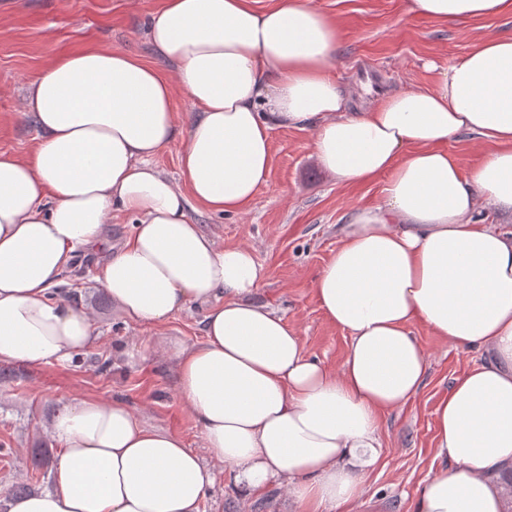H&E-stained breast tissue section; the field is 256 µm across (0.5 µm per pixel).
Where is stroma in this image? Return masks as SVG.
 Here are the masks:
<instances>
[{"mask_svg":"<svg viewBox=\"0 0 512 512\" xmlns=\"http://www.w3.org/2000/svg\"><path fill=\"white\" fill-rule=\"evenodd\" d=\"M162 3L0 0V151L23 155L32 147L38 131L21 111L24 86L57 57L98 44L135 53L172 74L173 65L155 54L146 35V22ZM312 3L340 28L333 72L337 82L354 93L365 83L383 89L436 86L440 70L486 36H512V17L444 24L408 14L406 0ZM271 139L269 180L248 213H213L197 205L191 215L223 245L254 246L267 272L257 302L297 325L305 352L336 369L348 340L324 315L312 284L339 245V226L354 210L377 205L381 184H337L312 157L310 132L277 129ZM105 257L102 251L87 255L79 267L62 274L57 286L69 301L91 312L99 336L94 351L65 364H0L1 502L8 501L17 487L36 492L52 488V468L36 474L35 461L56 451L44 424L64 398L124 400L147 424L183 437L199 456L207 454L167 361L151 358L113 369V344H140L152 339L155 331L113 312L95 281ZM414 333L430 353L431 366L421 393L382 421L385 453L361 487V497L369 503L367 512H413L421 486L439 468L435 408L453 380L479 358L476 352L450 347L424 326H416Z\"/></svg>","mask_w":512,"mask_h":512,"instance_id":"stroma-1","label":"stroma"}]
</instances>
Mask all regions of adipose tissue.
Returning <instances> with one entry per match:
<instances>
[{
    "mask_svg": "<svg viewBox=\"0 0 512 512\" xmlns=\"http://www.w3.org/2000/svg\"><path fill=\"white\" fill-rule=\"evenodd\" d=\"M440 22L512 15V0H407ZM163 76L131 52L96 47L57 58L28 81L22 110L39 131L27 154L0 152V363L71 361L98 341L88 311L51 299L61 271L105 246L113 210L133 235L95 277L124 320L164 328L204 309L188 345L115 349L174 364L179 394L208 452L147 425L122 401H64L51 489L8 512H201L218 468L239 512L278 486L287 512H361L360 487L384 454V414L423 389L426 326L482 351L438 403L439 472L415 512H512V36H489L435 87L378 90L355 105L332 72L335 22L311 0H164L147 23ZM192 102L180 179L153 164L179 133L176 93ZM313 134L311 154L342 185L381 180V201L341 225L313 292L348 348L340 369L309 357L299 328L255 302L266 272L248 244L222 245L191 202L249 211L267 184L276 128ZM490 151L462 173L448 142Z\"/></svg>",
    "mask_w": 512,
    "mask_h": 512,
    "instance_id": "ef3b65f1",
    "label": "adipose tissue"
}]
</instances>
